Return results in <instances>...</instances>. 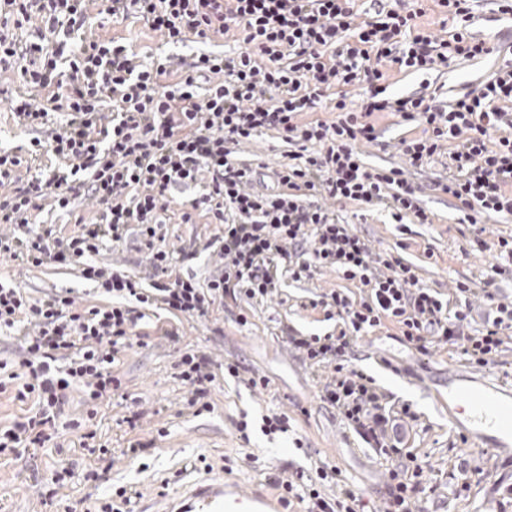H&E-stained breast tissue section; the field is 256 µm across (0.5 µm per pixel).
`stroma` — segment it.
I'll use <instances>...</instances> for the list:
<instances>
[{
  "instance_id": "stroma-1",
  "label": "stroma",
  "mask_w": 512,
  "mask_h": 512,
  "mask_svg": "<svg viewBox=\"0 0 512 512\" xmlns=\"http://www.w3.org/2000/svg\"><path fill=\"white\" fill-rule=\"evenodd\" d=\"M95 35L119 37L142 59L163 53L184 58L202 52H229L232 39L213 35L205 43L166 44L160 33L130 19L121 24L94 27ZM496 52L478 60H458L449 66L423 73L391 72L386 96L396 99L436 89L442 100L451 101L488 79L508 57ZM377 127L387 149L362 143L358 149L368 166L388 169L405 164L397 144L402 137L420 134L421 126L392 114L380 115ZM423 205L431 214L428 224L396 223L389 212H365L354 203L337 205L336 211L369 241L372 248L398 252L416 266L421 281L454 299L455 281L476 280L496 261L493 249L498 238L512 237V216L484 217L479 225L469 224L467 214L447 196L426 192ZM219 231L218 225L197 217L185 224L180 214H171L162 232L169 247L199 245L200 253L174 275H195L206 282L217 258L204 251V244ZM482 237L485 249H477L474 237ZM0 283L22 288L29 297L43 299L67 289L84 304L108 303L79 277L73 266L49 262L32 267L0 257ZM343 290L352 301L366 296L359 284L322 271L301 282L281 277L274 292L264 298L245 299L239 308L246 326L232 321L223 306L214 305L208 316L191 319L174 316L160 307H145L141 323L148 338L145 344L123 349L114 370L122 388L104 400L94 421L96 440L112 450V465L98 464L94 455L81 448L75 433L57 440L56 446L29 450L22 457L0 456V512H95L99 502L111 497L117 487L132 495L131 512H160L162 496L198 481L215 477L241 480L246 489L271 493L255 461L265 462L279 473L296 466L320 462L336 464L347 482L362 494L369 512H380L387 465L324 407L316 394L326 369L306 363L287 342L286 331L295 328L305 335L336 333L338 319H327L320 303L334 290ZM178 327L180 338L164 336V329ZM398 331L386 326L360 338L346 355L349 365L372 376L378 391L390 406L410 403L418 414L406 426L408 448L429 461L437 490L421 504L422 512H512L500 506L488 489L495 480L512 483V466L494 450L469 447L448 421V370L464 367L463 358L450 345L434 342L428 355H420L400 342ZM188 349H198L219 361H237L269 380L265 390L226 378L217 381L208 400L209 411L195 414L189 408L187 385L179 378L176 363ZM139 413L137 427L127 419ZM285 413L290 431L270 437L252 428L249 440H241L236 423L248 415L257 423L267 414ZM143 442L138 456L128 447ZM480 465L484 478L473 479L470 488L457 489L461 464ZM69 466L76 479L58 486L51 477L56 469Z\"/></svg>"
}]
</instances>
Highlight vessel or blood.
I'll return each instance as SVG.
<instances>
[{
    "instance_id": "1",
    "label": "vessel or blood",
    "mask_w": 512,
    "mask_h": 512,
    "mask_svg": "<svg viewBox=\"0 0 512 512\" xmlns=\"http://www.w3.org/2000/svg\"><path fill=\"white\" fill-rule=\"evenodd\" d=\"M459 374L456 368L448 371V410L467 412V420L458 425L462 435L470 445H490L512 456V382L483 375L476 385L463 387ZM162 512H288V505L215 478L182 490Z\"/></svg>"
}]
</instances>
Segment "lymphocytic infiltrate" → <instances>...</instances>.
<instances>
[{
	"instance_id": "f902f5d3",
	"label": "lymphocytic infiltrate",
	"mask_w": 512,
	"mask_h": 512,
	"mask_svg": "<svg viewBox=\"0 0 512 512\" xmlns=\"http://www.w3.org/2000/svg\"><path fill=\"white\" fill-rule=\"evenodd\" d=\"M90 2L0 0V74L15 70L21 79L15 89L0 86V102L25 128L63 119L50 140L31 141L26 155L0 150V224L12 227L0 233V255L36 267L48 260L80 263L82 278L111 298L103 306L70 295L33 300L0 283V331L15 329L20 315L29 317L19 362L28 380L17 397L38 405L34 415L0 429V455L51 442L78 384L85 416L69 420L67 428L78 433L81 447L110 460L111 450L96 444L88 426L121 387L112 366L121 348L141 339V306L204 317L215 302L272 293L278 270L299 281L329 269L364 286L366 299L357 303L331 292L325 307L341 319L339 332L292 331L288 343L310 364L332 367L318 389L320 402L387 463L382 512H416L434 490L430 465L405 452L398 428L417 414L405 404L391 415L371 379L343 358L359 337L389 321L419 354H428L438 339L471 364H494L504 333L512 330V301L499 299L491 287L512 270V240L497 242L499 262L484 276L487 308L476 329L469 304L474 282H457L459 302L449 308L412 264L373 252L353 225L303 195L383 209L399 222L429 223L421 189L405 169L367 167L358 150L379 138L374 114L395 112L423 128L421 137L399 142L406 168L421 169L447 153L448 176L435 181L436 190L465 210L512 215V136L502 133L501 108L512 102V63L446 106L432 94L384 97L389 69L432 70L492 54V46L469 30V0H439L455 24L444 38L421 28L424 10L417 0H396L360 23L355 0H99L113 22L138 19L170 45L234 35V54L202 53L189 62L170 55L145 62L119 39L88 36ZM36 17V41L20 39L19 30ZM339 86L359 87L358 100L337 98L334 119L316 118L328 91ZM266 130L295 148L290 164L270 173L264 164L234 156L235 146ZM182 186L194 188V196L177 198ZM82 198L94 200L100 214L73 234L52 224L30 227L31 213L44 204L70 212ZM175 207L183 223L200 211L220 227L212 245L221 266L207 285L169 276L176 261L190 257L171 250L160 232ZM133 234L147 254L145 276L97 262L103 241L119 245ZM178 369L189 406L209 410L212 358L189 349ZM269 481L288 500L306 504V512H365L361 495L333 465ZM331 485L340 488L333 498L324 493Z\"/></svg>"
}]
</instances>
